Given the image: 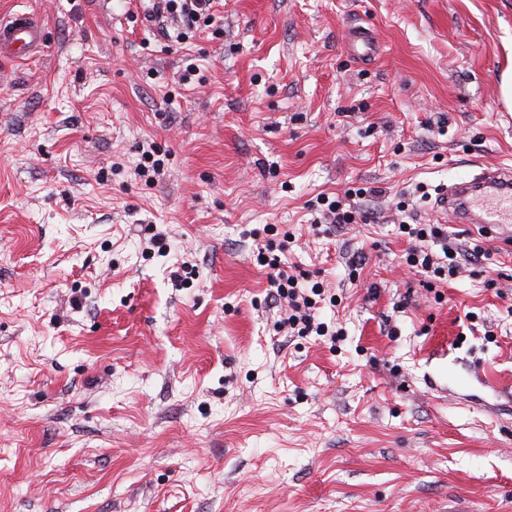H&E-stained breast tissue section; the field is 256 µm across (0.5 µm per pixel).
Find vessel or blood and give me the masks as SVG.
Returning a JSON list of instances; mask_svg holds the SVG:
<instances>
[{
	"label": "vessel or blood",
	"mask_w": 512,
	"mask_h": 512,
	"mask_svg": "<svg viewBox=\"0 0 512 512\" xmlns=\"http://www.w3.org/2000/svg\"><path fill=\"white\" fill-rule=\"evenodd\" d=\"M43 45L40 19L32 13L0 18V58L27 59ZM450 223L477 224L497 236L512 224V168L485 167L471 178L449 183L436 201Z\"/></svg>",
	"instance_id": "vessel-or-blood-1"
}]
</instances>
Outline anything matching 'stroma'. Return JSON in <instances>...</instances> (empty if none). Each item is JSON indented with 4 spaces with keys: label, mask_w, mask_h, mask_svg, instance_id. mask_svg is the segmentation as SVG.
<instances>
[{
    "label": "stroma",
    "mask_w": 512,
    "mask_h": 512,
    "mask_svg": "<svg viewBox=\"0 0 512 512\" xmlns=\"http://www.w3.org/2000/svg\"><path fill=\"white\" fill-rule=\"evenodd\" d=\"M216 8L179 49L140 0H0L45 33L0 60V512H512V245L433 196L512 165V0ZM408 215L481 265L426 288ZM268 224L340 341L276 331ZM351 196L350 193L344 197L337 196L330 199L326 194H319L312 205L314 211H318L321 215L314 219L315 224H318V219L319 223L331 224L336 229V226L358 223V219H363V214L353 204L346 202Z\"/></svg>",
    "instance_id": "35a3bbf8"
}]
</instances>
